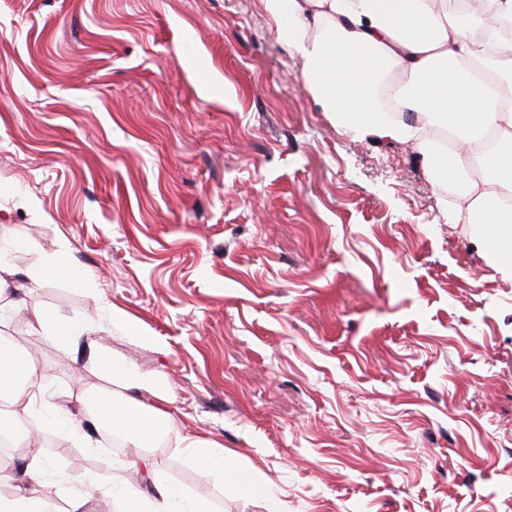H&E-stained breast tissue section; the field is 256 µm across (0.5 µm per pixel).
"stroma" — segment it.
<instances>
[{"label":"stroma","instance_id":"obj_1","mask_svg":"<svg viewBox=\"0 0 512 512\" xmlns=\"http://www.w3.org/2000/svg\"><path fill=\"white\" fill-rule=\"evenodd\" d=\"M0 226L20 270L64 251L30 306L104 323L1 319L42 380L110 390L100 350L223 450L219 474L158 443L126 465L144 494L512 512V278L412 144L338 127L260 0H0ZM53 439L26 452L67 512L105 450ZM101 323L95 319L80 324L72 325L65 323L62 320H55L52 329L57 333L56 335L70 336V338H79L80 336H94L101 330Z\"/></svg>","mask_w":512,"mask_h":512}]
</instances>
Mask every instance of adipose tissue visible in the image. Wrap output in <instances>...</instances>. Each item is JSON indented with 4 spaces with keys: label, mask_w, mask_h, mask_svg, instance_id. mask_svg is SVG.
I'll return each mask as SVG.
<instances>
[{
    "label": "adipose tissue",
    "mask_w": 512,
    "mask_h": 512,
    "mask_svg": "<svg viewBox=\"0 0 512 512\" xmlns=\"http://www.w3.org/2000/svg\"><path fill=\"white\" fill-rule=\"evenodd\" d=\"M261 2L280 39L303 60L308 91L339 125L412 143L437 183L458 185V221L477 225L496 262L512 269V40L497 36L500 24H512V0ZM59 267L56 253L26 278L0 265V302L26 308L45 273ZM93 363L119 393L106 395L99 414L88 417L42 383L25 351L1 340L0 427L41 416L47 429L91 448L106 420L135 450L164 438L223 472V452L185 434L167 394L131 366L103 355ZM52 468L47 458L21 456L7 476L15 493L0 498V512H56L40 493ZM107 495L118 512H208L166 486L145 498L119 473Z\"/></svg>",
    "instance_id": "obj_1"
}]
</instances>
